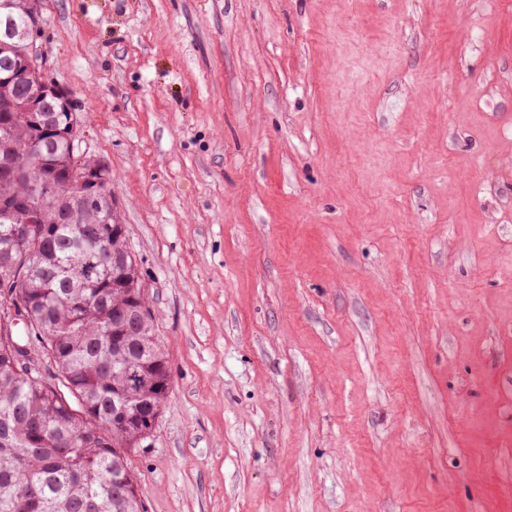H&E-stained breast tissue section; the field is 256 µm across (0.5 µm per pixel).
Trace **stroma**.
Wrapping results in <instances>:
<instances>
[{
  "label": "stroma",
  "mask_w": 512,
  "mask_h": 512,
  "mask_svg": "<svg viewBox=\"0 0 512 512\" xmlns=\"http://www.w3.org/2000/svg\"><path fill=\"white\" fill-rule=\"evenodd\" d=\"M172 388L145 512H512V0H38Z\"/></svg>",
  "instance_id": "1"
}]
</instances>
